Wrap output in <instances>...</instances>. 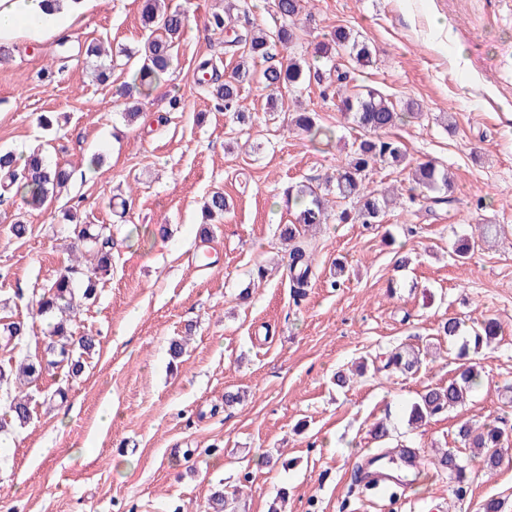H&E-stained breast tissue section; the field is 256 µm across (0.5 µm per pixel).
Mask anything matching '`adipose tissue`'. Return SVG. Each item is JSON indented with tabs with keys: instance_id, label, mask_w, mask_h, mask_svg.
I'll use <instances>...</instances> for the list:
<instances>
[{
	"instance_id": "obj_1",
	"label": "adipose tissue",
	"mask_w": 512,
	"mask_h": 512,
	"mask_svg": "<svg viewBox=\"0 0 512 512\" xmlns=\"http://www.w3.org/2000/svg\"><path fill=\"white\" fill-rule=\"evenodd\" d=\"M80 7L73 0L50 5L46 0H0V43L24 36L42 40L73 27Z\"/></svg>"
}]
</instances>
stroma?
Here are the masks:
<instances>
[{
	"label": "stroma",
	"mask_w": 512,
	"mask_h": 512,
	"mask_svg": "<svg viewBox=\"0 0 512 512\" xmlns=\"http://www.w3.org/2000/svg\"><path fill=\"white\" fill-rule=\"evenodd\" d=\"M172 2L189 4L191 22L167 81L131 123L117 104L129 80L118 51L145 36L141 0H89L68 33L0 46V149L38 146L74 173L43 211L0 206V317L33 327L28 343L0 348V359L44 350L31 301L69 265L76 224L113 234L111 271L77 318L79 332L98 340L84 373L44 376L29 389L31 423L0 435V512H205L218 488L235 494L236 512L275 503L282 512H482L490 498L512 512V460L484 470L454 440L465 422L512 426V0H309L293 56L311 57L339 26L366 41L372 61L356 68L357 84L419 104L421 118L391 134L413 161L449 169L458 201L426 211L407 172L374 168L371 185L397 187L401 205L381 224L332 220L309 232L315 278L300 300L277 263L290 219L282 192L322 183L357 131L317 82L273 91L260 63L240 85L251 118L233 123L196 81L200 58L216 59L225 77L237 63L225 34L207 27L224 0ZM99 40L116 51L104 83L84 52ZM174 96L183 102L176 111ZM298 104L335 139L291 131ZM44 114L55 117L53 131L40 127ZM218 188L232 206L205 239L200 204ZM118 196L126 210L113 207ZM75 204L74 224L64 214ZM19 221L30 226L22 239L10 233ZM482 224L499 225L501 237L479 240ZM471 237L460 264L453 246ZM340 262L356 274L335 288ZM448 314L469 329L496 318L501 334L481 349L482 382L465 405L415 428L410 406L462 364L460 341L437 333ZM182 335L187 352L171 362L169 342ZM399 345L423 351L416 374L369 370L336 386V372L383 361ZM59 388L66 402L45 403ZM237 391L243 402L225 405ZM379 421L390 432L383 443L372 434ZM382 445L419 449L422 476L394 500L358 497V468ZM444 449L465 461L464 481L433 467Z\"/></svg>",
	"instance_id": "1"
}]
</instances>
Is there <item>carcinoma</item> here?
I'll return each instance as SVG.
<instances>
[{
	"label": "carcinoma",
	"instance_id": "cac0c4a2",
	"mask_svg": "<svg viewBox=\"0 0 512 512\" xmlns=\"http://www.w3.org/2000/svg\"><path fill=\"white\" fill-rule=\"evenodd\" d=\"M301 0H273L275 13L280 25L273 30L258 26L233 32L225 41V51L235 52L246 49L235 67L237 76H245L250 64L268 61L272 58L271 49L284 50L297 39L296 30L301 12ZM247 0H230L224 13L213 14L208 19V27L226 30L232 21L231 11L248 12ZM143 27L148 31L142 47L137 50L140 65L131 74L135 89L147 96L169 73L173 64L175 39L189 22V12L185 8L173 7L168 0H143L141 12ZM343 49L349 50L350 65L334 64V73L328 81H323V73L306 58H288V62L270 65L263 71L267 86L278 89L282 86L297 87L311 79L324 83L323 92L336 94L340 101V111L352 117L360 136L355 138L347 159L336 169L335 177H328L325 186L311 184L291 185L284 190L285 205L294 220L283 233L288 241L286 270L295 298L306 295L311 287L313 250L301 236L305 228L324 224L328 218L326 194L333 191L340 199L355 201L354 210H343L339 220H358L363 224H380L390 206L398 203L399 195L380 193L366 182L367 175L376 166L393 169L408 167L411 162L404 146L397 139L388 136L392 128L406 118H418L421 113L414 111V103L397 108L383 94L374 89H359L353 85L354 68L366 66L371 61V50L365 43L355 39L350 30L337 27L326 40L316 44L314 59H332ZM209 93L217 104L232 118L245 120L243 106L235 81L219 78L206 80ZM290 126L313 141L330 142L334 136L332 128L321 124L314 112L292 113ZM416 188L423 192L422 198L432 206L450 205L455 201L454 180L445 168L431 162L419 163L412 172ZM73 172L60 166H49L39 154L27 157L24 165L11 151H0V201L18 198L24 207L40 210L48 197L56 189L67 185ZM230 203L224 191L215 190L205 199L203 210L208 221H221ZM74 263L54 275L42 291L32 299L37 314L51 319L46 336L44 353L27 356L19 364H0V396L4 398L5 412L0 415V430L9 427H23L32 419V398L23 389H15L17 382L32 384L40 380L52 369H65L71 377L83 373V357L92 354L96 348V338L88 334H78L75 318L83 300L95 297L98 280L95 275L105 274L112 267V231L107 226L95 230L85 227L78 231L71 247ZM500 332L497 320L487 318L481 330L475 333L474 345L493 342ZM30 326L16 320L0 328V346L8 348L27 342ZM386 368L411 372L418 369V354L411 348L396 347L388 356ZM480 384V374L474 364L463 367L458 375L448 380V384L425 390L419 400L410 408L409 422L421 424L464 401L466 395ZM457 436L465 448L483 457L486 467L496 468L503 457L512 450V428L497 424L476 428L468 423L458 427ZM436 468L448 471V475L460 480L465 476V468L458 457L446 452L435 458Z\"/></svg>",
	"mask_w": 512,
	"mask_h": 512
}]
</instances>
